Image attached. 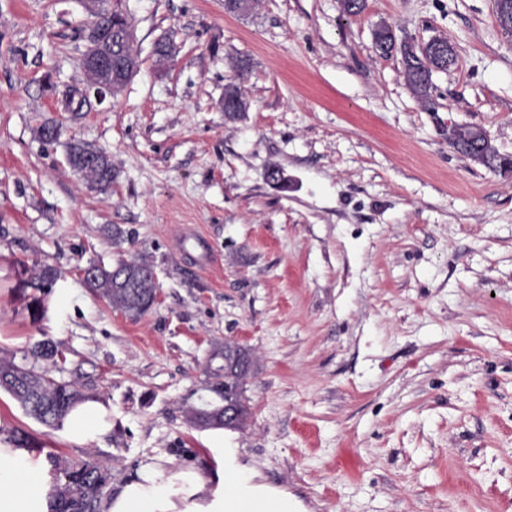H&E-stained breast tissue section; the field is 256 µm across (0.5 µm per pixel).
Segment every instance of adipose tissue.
I'll return each mask as SVG.
<instances>
[{
  "instance_id": "1",
  "label": "adipose tissue",
  "mask_w": 512,
  "mask_h": 512,
  "mask_svg": "<svg viewBox=\"0 0 512 512\" xmlns=\"http://www.w3.org/2000/svg\"><path fill=\"white\" fill-rule=\"evenodd\" d=\"M104 408L86 399L69 412L64 426L70 439L84 443L102 428ZM220 487L195 469H168L162 458L142 465L120 484L104 512H299L287 493L257 482L256 472L233 465L218 472ZM47 477L27 449L0 444V512H48Z\"/></svg>"
}]
</instances>
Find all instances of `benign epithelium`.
Returning a JSON list of instances; mask_svg holds the SVG:
<instances>
[{
  "label": "benign epithelium",
  "instance_id": "obj_1",
  "mask_svg": "<svg viewBox=\"0 0 512 512\" xmlns=\"http://www.w3.org/2000/svg\"><path fill=\"white\" fill-rule=\"evenodd\" d=\"M493 12L503 34L512 36V8L509 0H493ZM117 32L129 45H134V30L127 27L125 19L111 11L94 13V20L87 26L88 44L81 58L83 81L74 94H65L63 109L81 112L92 102H103L115 96L137 73L139 60L135 52L118 58L113 55L112 33Z\"/></svg>",
  "mask_w": 512,
  "mask_h": 512
}]
</instances>
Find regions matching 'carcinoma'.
I'll return each mask as SVG.
<instances>
[{
    "label": "carcinoma",
    "instance_id": "carcinoma-1",
    "mask_svg": "<svg viewBox=\"0 0 512 512\" xmlns=\"http://www.w3.org/2000/svg\"><path fill=\"white\" fill-rule=\"evenodd\" d=\"M382 41L384 45L379 47L382 55L400 52L406 86L416 98L429 103L433 73L437 67L448 66V54L441 55L431 46L409 45L405 41L397 46L389 34L384 35ZM448 143L454 148L466 149L467 158L486 168L491 167L499 156L490 139L483 135L482 128L477 126L451 127ZM70 153L71 163L84 179L100 189L112 184V162L107 155L83 143L72 144ZM90 286L99 290L114 308L132 316L144 314L155 288L151 267L125 260L115 269L95 267ZM245 355L242 347L228 343L214 351V357L227 362L225 368L228 370ZM0 388L8 392L28 415L49 427L61 426L69 411L85 399L77 386L49 380L34 367L18 364L7 357L0 358ZM210 391L215 400L191 411L190 421L198 426L212 425V416L223 412L225 400L233 396L232 387L220 367L213 372ZM54 467L58 474L53 478L49 493L50 512H103L108 494L95 484V473L102 470V466L87 461L57 459Z\"/></svg>",
    "mask_w": 512,
    "mask_h": 512
}]
</instances>
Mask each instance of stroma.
Segmentation results:
<instances>
[{
  "label": "stroma",
  "mask_w": 512,
  "mask_h": 512,
  "mask_svg": "<svg viewBox=\"0 0 512 512\" xmlns=\"http://www.w3.org/2000/svg\"><path fill=\"white\" fill-rule=\"evenodd\" d=\"M100 9L132 23L139 71L73 114ZM383 21L454 45L432 105L374 51ZM231 84L248 106L228 117ZM453 125L512 155L491 0H0V357L52 341L62 361L36 368L106 406L78 445L0 389V443L25 431L116 486L154 456L214 477L221 448L305 512H512V174L458 154ZM76 142L109 156L108 189L70 168ZM131 259L158 290L137 318L83 276ZM227 339L250 354L247 422L192 425Z\"/></svg>",
  "instance_id": "1"
}]
</instances>
